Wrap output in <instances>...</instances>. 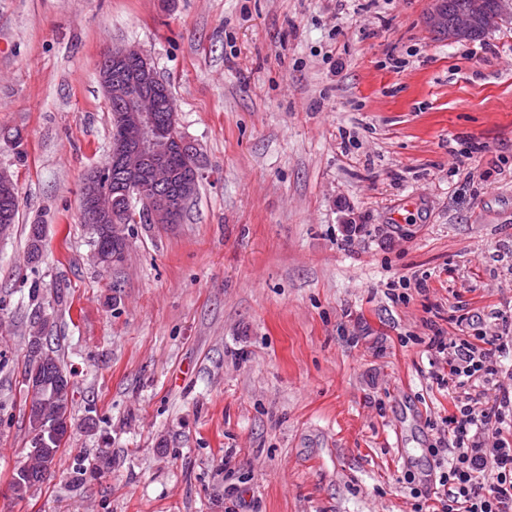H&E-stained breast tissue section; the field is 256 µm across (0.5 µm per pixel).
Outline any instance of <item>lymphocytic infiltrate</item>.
Segmentation results:
<instances>
[{
	"instance_id": "lymphocytic-infiltrate-1",
	"label": "lymphocytic infiltrate",
	"mask_w": 512,
	"mask_h": 512,
	"mask_svg": "<svg viewBox=\"0 0 512 512\" xmlns=\"http://www.w3.org/2000/svg\"><path fill=\"white\" fill-rule=\"evenodd\" d=\"M426 348L448 367L453 409L444 419L452 457L424 500L440 512H512V389L500 365L512 338L438 331Z\"/></svg>"
}]
</instances>
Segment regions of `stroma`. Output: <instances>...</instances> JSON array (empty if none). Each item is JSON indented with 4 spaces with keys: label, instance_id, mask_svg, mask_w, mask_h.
I'll return each instance as SVG.
<instances>
[{
    "label": "stroma",
    "instance_id": "35a3bbf8",
    "mask_svg": "<svg viewBox=\"0 0 512 512\" xmlns=\"http://www.w3.org/2000/svg\"><path fill=\"white\" fill-rule=\"evenodd\" d=\"M433 4L0 0L19 201L0 238V512H414L451 408L420 340L512 313V13L451 42ZM124 44L168 86L200 181L180 223L128 225L105 268L80 187L111 152L97 70ZM39 318L72 427L19 500ZM102 452L111 470L77 478Z\"/></svg>",
    "mask_w": 512,
    "mask_h": 512
}]
</instances>
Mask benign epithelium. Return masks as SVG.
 Returning <instances> with one entry per match:
<instances>
[{
	"instance_id": "benign-epithelium-1",
	"label": "benign epithelium",
	"mask_w": 512,
	"mask_h": 512,
	"mask_svg": "<svg viewBox=\"0 0 512 512\" xmlns=\"http://www.w3.org/2000/svg\"><path fill=\"white\" fill-rule=\"evenodd\" d=\"M484 0H470L469 11L455 21L448 22V14L438 0L426 18L427 25L435 31L446 33L448 40L461 41L469 37L476 22L483 17ZM107 63L100 64L98 75L105 96L122 107L119 122L122 140L116 161L132 180L146 179L155 188H165L173 180L167 159L177 143L189 154H194L193 144L185 139L171 141L158 129L157 112L152 107L155 100V84L158 80L154 66L139 49L124 46L110 48L104 54ZM129 59L141 61L136 72L123 74V64ZM199 178L197 167H192L182 182L177 196H160L155 199L149 212L153 224H178L182 208L195 189ZM82 197L86 201L81 212L82 222L97 227L112 220V194L101 192L92 182L82 185Z\"/></svg>"
}]
</instances>
